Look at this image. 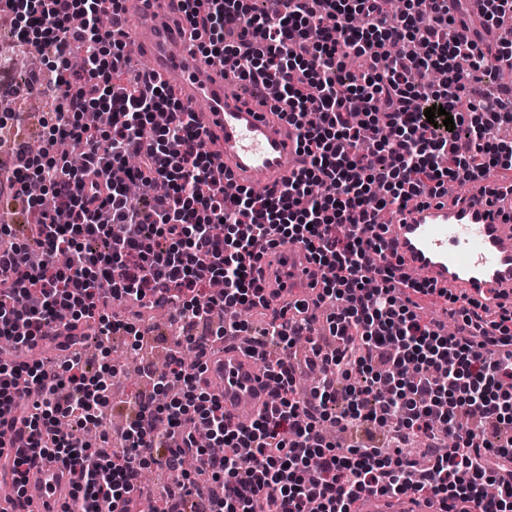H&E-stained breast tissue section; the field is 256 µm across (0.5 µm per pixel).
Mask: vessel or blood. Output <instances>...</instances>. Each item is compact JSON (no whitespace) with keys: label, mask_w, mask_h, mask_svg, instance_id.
<instances>
[{"label":"vessel or blood","mask_w":512,"mask_h":512,"mask_svg":"<svg viewBox=\"0 0 512 512\" xmlns=\"http://www.w3.org/2000/svg\"><path fill=\"white\" fill-rule=\"evenodd\" d=\"M124 10L138 19L125 31L128 49L150 58L154 71L187 107L207 102L206 110L197 111V122L215 138L217 161L230 180L250 189L287 183L303 157L294 128L272 113L278 104L274 91H263L256 102L231 94L223 69L203 57L187 34L169 32L170 16L180 12L179 0H125ZM386 236L418 281L455 289L490 307L500 291L512 289V225L497 217L480 185H473L462 201L448 194L393 214ZM279 253L280 265L270 270L282 287L269 300L273 314L304 288L308 267L300 246L288 244ZM207 375L218 384L225 413L237 423L250 424L251 414L271 403L258 361L240 348L225 346L223 355L210 361ZM77 485L67 470L44 462L30 474L26 495L33 512H60ZM439 509L411 493H366L353 505L354 512Z\"/></svg>","instance_id":"vessel-or-blood-1"}]
</instances>
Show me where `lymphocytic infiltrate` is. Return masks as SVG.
Instances as JSON below:
<instances>
[{"instance_id": "f902f5d3", "label": "lymphocytic infiltrate", "mask_w": 512, "mask_h": 512, "mask_svg": "<svg viewBox=\"0 0 512 512\" xmlns=\"http://www.w3.org/2000/svg\"><path fill=\"white\" fill-rule=\"evenodd\" d=\"M181 2L198 51L223 57L244 83L278 86L281 117L305 160L284 188L228 196L210 181L211 135L154 71L129 72L122 0H112L108 16L103 0H0V16L23 18L17 39L36 54L51 52L53 90L65 102L45 124L43 155L15 142L11 173L0 183L9 204L32 180L55 201L50 209L29 201L33 235L0 245V405L14 407L8 427L22 442L13 453L16 495L42 459L79 475L62 512H132L134 478L153 462L177 487L162 497L161 512H184L200 491L183 469L192 456L224 490L210 512H351L365 491H410L441 512L472 502L480 512H512V442L486 436L512 421L504 411L512 403V303L486 316L470 300L461 310L467 335L447 331L425 321L416 302L447 297V289L411 281L388 258L382 234L363 238L376 209L401 211L449 182L484 180L500 154L512 152V141L486 135L512 120V97L459 107L473 83L512 66V44L490 56L458 35L470 20L467 0L453 8L448 0H407L392 20L386 0H275L272 10L255 0ZM351 55L362 58V71L347 69ZM100 103L107 122L87 125L83 113ZM433 106L450 113L454 130L428 123ZM59 140L82 149L83 168L54 151ZM132 155L137 166L118 179ZM129 179L164 182L169 191L135 200ZM289 242L322 272L321 297L337 302L330 320L337 347L319 345L307 300L270 321L254 343L278 386L251 428L225 415L203 379L205 360L191 367L175 355L155 374L153 392L138 397L124 454L91 448L76 429L59 432V415L79 425L95 417L112 377L101 368L96 393H88L79 325L92 320L108 334L118 327L110 306L134 300L173 306L182 317L265 306L263 261ZM62 252L70 261L61 268ZM216 279L224 291L214 297L206 285ZM60 309L72 317L55 345L60 370L15 359L45 339ZM302 341L325 375L303 399L285 356ZM329 421L353 432L385 422L394 440L343 449L325 435ZM200 423L224 454L196 446ZM444 434L455 446L416 468L404 443Z\"/></svg>"}]
</instances>
